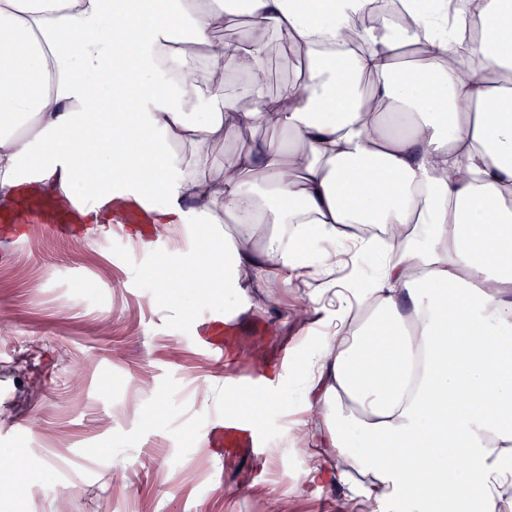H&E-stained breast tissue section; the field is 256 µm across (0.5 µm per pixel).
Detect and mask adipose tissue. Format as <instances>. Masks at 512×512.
Segmentation results:
<instances>
[{
  "mask_svg": "<svg viewBox=\"0 0 512 512\" xmlns=\"http://www.w3.org/2000/svg\"><path fill=\"white\" fill-rule=\"evenodd\" d=\"M365 4L0 0V203L38 185L80 186L91 212L164 196L159 223L210 231L181 267L240 293L335 289L345 254L384 246L306 356L302 481H336L360 512L447 488L450 512H512V0L361 29ZM473 14L482 74L464 79ZM239 15L242 36L215 39ZM354 29L367 53L341 51ZM412 44L423 62L403 61ZM274 46L306 70L271 96L257 72ZM354 224L410 231L382 243Z\"/></svg>",
  "mask_w": 512,
  "mask_h": 512,
  "instance_id": "ef3b65f1",
  "label": "adipose tissue"
}]
</instances>
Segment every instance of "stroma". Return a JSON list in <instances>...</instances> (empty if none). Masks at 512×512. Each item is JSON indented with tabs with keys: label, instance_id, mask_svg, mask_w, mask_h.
<instances>
[{
	"label": "stroma",
	"instance_id": "obj_1",
	"mask_svg": "<svg viewBox=\"0 0 512 512\" xmlns=\"http://www.w3.org/2000/svg\"><path fill=\"white\" fill-rule=\"evenodd\" d=\"M150 232L145 252L103 229L0 245V456L31 471L0 512H349L342 487L295 482L307 468L293 451L300 365L328 330L325 300L299 280L224 306L208 298L215 281L163 273L171 233ZM214 310L240 324L226 372L188 341ZM247 372L263 377L253 396L267 401L253 421L261 477L248 451L219 460L202 444L217 416H234L224 395ZM145 451L153 469L113 479Z\"/></svg>",
	"mask_w": 512,
	"mask_h": 512
}]
</instances>
